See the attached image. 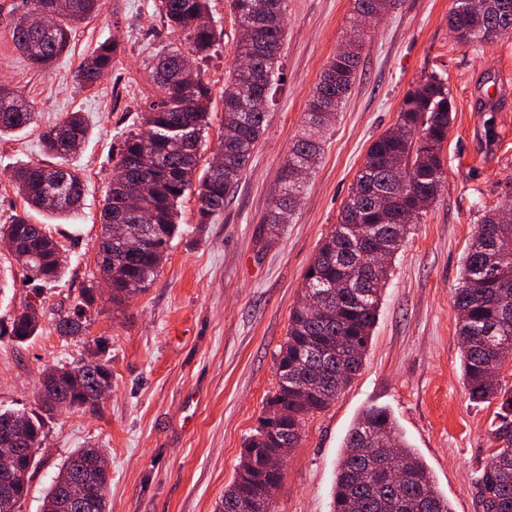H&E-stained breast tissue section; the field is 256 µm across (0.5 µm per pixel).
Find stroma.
I'll return each instance as SVG.
<instances>
[{
  "instance_id": "1",
  "label": "stroma",
  "mask_w": 512,
  "mask_h": 512,
  "mask_svg": "<svg viewBox=\"0 0 512 512\" xmlns=\"http://www.w3.org/2000/svg\"><path fill=\"white\" fill-rule=\"evenodd\" d=\"M452 5L397 0L367 29L356 81L322 134L321 163L287 224L271 237L263 218L303 129L309 97L357 24L354 0H288L283 80L223 213L197 223V199L186 195L180 234L149 289L120 308L97 300L85 336L61 337L52 315L73 308L95 281L99 216L121 136L156 93L149 81L153 56L177 36L154 13L152 0H105L99 14L75 28L69 54L39 69L11 35L28 0H0V82L23 93L36 112L33 125L0 140V225L25 212L10 173L49 160L40 131L69 112L82 113L89 125L68 161L84 180L81 207L63 220L29 213L63 247L62 281L29 280L0 251V325L28 302L45 306L38 336L20 343L0 337V409L35 410L42 369L87 355L85 339H108L104 358L112 368V390L97 410L45 415L20 512H41L62 463L87 442L107 450L108 512H214L277 384L276 358L304 275L370 145L393 128L411 85L431 73L444 79L453 100L443 186L395 257L361 371L328 410L308 417L274 512H331L344 436L371 405L391 411L453 512H481L475 476L489 458L497 407L473 402L462 383L453 295L483 214L512 199V35L457 42L448 30ZM209 6L223 36L221 57L205 72L213 99L202 172L220 141L224 77L239 37L226 0ZM112 38L121 48L112 71L93 88L78 87L76 67Z\"/></svg>"
}]
</instances>
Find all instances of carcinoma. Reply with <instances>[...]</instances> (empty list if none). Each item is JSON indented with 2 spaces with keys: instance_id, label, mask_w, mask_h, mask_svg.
Masks as SVG:
<instances>
[{
  "instance_id": "cac0c4a2",
  "label": "carcinoma",
  "mask_w": 512,
  "mask_h": 512,
  "mask_svg": "<svg viewBox=\"0 0 512 512\" xmlns=\"http://www.w3.org/2000/svg\"><path fill=\"white\" fill-rule=\"evenodd\" d=\"M29 13L12 28L15 47L37 68H47L69 47L75 25L100 12L104 0H64L69 9L52 25H35L30 15L47 0H31ZM263 0H227L240 32L236 61L224 80V127L218 144L217 171L196 176L203 134L209 127L211 88L201 64L218 52L209 0H154L155 13L180 44L154 59L150 79L158 87L156 99L140 113V125L121 137L119 162L101 209L102 235L97 267L112 280V303L122 305L145 292L158 276L178 232L177 206L186 192L196 193L197 223L210 224L224 212L227 195L238 185L252 153L265 131L267 112L281 82L280 53L288 0H268L274 8L271 22L255 23ZM360 16L370 22L381 18L395 0H355ZM448 29L462 43L489 42L512 34V0H454ZM362 44L347 41L316 84L305 112L308 134L294 143L281 170V187L263 223L274 233L300 201L302 180H290L311 171L321 155L318 134L335 117L357 73ZM119 46L105 40L81 62L74 80L82 88L96 85L102 70L112 69ZM192 57L193 68L181 67ZM453 112L448 87L431 75L403 97L396 127L369 147L357 172L339 220L313 258L302 298L323 295L324 310L315 312L300 302L290 313L288 332L276 362V389L266 398L264 415L243 448L237 474L224 490L215 512H273L262 499L263 489L284 477V455L298 447L306 418L330 407L361 369L376 322L383 287L391 263L411 225L441 191L442 147L448 139ZM30 101L19 91L0 84V139L34 123ZM87 126L81 113L71 112L40 132L52 165H30L14 172L18 194L30 209L53 217L81 207L84 183L67 164L68 142L84 140ZM136 197L140 213L122 214L125 202ZM0 236L12 240L14 261L34 280L59 281L65 274L62 245L44 224H34L28 212L0 225ZM141 239L130 254L127 241ZM369 238L381 250V268H372ZM96 299L84 289L72 313L54 320L60 336H83ZM458 312L456 335L461 345L462 375L476 403H497L492 442L504 441L495 459L476 475L481 512H512V383L489 371L512 362V213L486 212L471 239L464 272L455 288ZM40 305L29 302L0 329L17 342L39 333ZM107 340H94L96 363L57 365L43 370L38 387V410L0 412V455H18V467L0 475V504L21 501L28 490L35 448L40 446L43 413L55 409L45 392L54 386L72 407H83L77 394L103 380L112 384V369L100 358ZM22 427L28 446L12 448L5 436ZM393 440L394 455L404 471L394 482L376 463L379 448ZM76 449L62 464L43 501L42 512H106L108 476L86 463L91 452ZM332 512H453L438 490L425 463L400 432L390 412L378 406L364 409L348 430L333 490Z\"/></svg>"
}]
</instances>
